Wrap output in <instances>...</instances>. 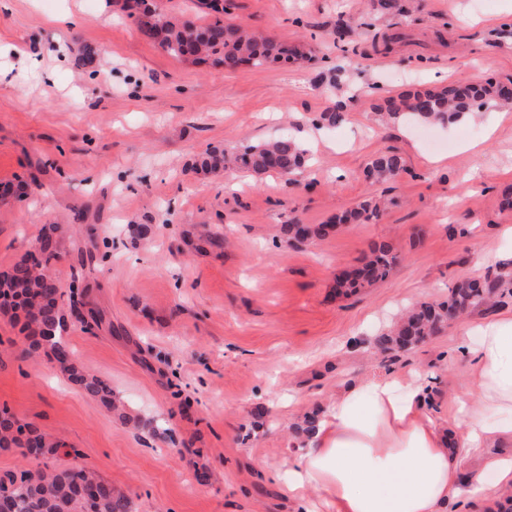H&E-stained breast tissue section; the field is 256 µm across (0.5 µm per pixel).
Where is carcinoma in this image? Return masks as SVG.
Listing matches in <instances>:
<instances>
[{
    "mask_svg": "<svg viewBox=\"0 0 512 512\" xmlns=\"http://www.w3.org/2000/svg\"><path fill=\"white\" fill-rule=\"evenodd\" d=\"M142 5L140 31L159 42L176 58L193 55L195 60H211L228 70L245 62L255 67L282 65L303 58L297 44L257 38L241 26L224 24V0H208L210 21L195 25L177 23L162 14L153 0H138ZM491 101L512 105L499 86L490 80H461L446 86L415 89L389 97L379 106L381 115L394 123L412 117L424 124H447ZM344 105L320 113L326 126L345 123ZM236 163L257 174L273 172L288 180L304 169L306 153L292 137H282L258 145H245L233 156L212 150L202 155L195 168L214 172ZM404 167L403 158L392 151L377 155L366 169V179L379 183ZM380 213V205L364 201L358 208L336 215L326 224L286 225L288 240L296 243L322 240L339 224L367 222ZM66 230L60 224L42 227L35 251L27 254L10 270L0 272V311L21 312L24 329L31 341L20 353L25 359L30 352L46 350L88 395L113 407L112 390L101 379L85 373L71 362L67 340L68 321L60 304L62 286L52 272L54 262L64 249ZM398 262V254L389 242L374 245L360 265L344 270L335 277L336 295L347 296L386 279ZM512 298V271L493 278L467 279L457 283L448 301L441 304L420 302L411 308L387 336L378 339L383 351L415 346L439 333L448 323V311L461 316L484 306H492ZM320 413L305 414L296 424V432L304 436L315 433ZM65 447L50 441L19 423L12 414L0 413V449L21 448L23 455L38 457ZM0 512H130L127 496L111 485L97 480L83 467L73 464L53 472L20 469L0 476Z\"/></svg>",
    "mask_w": 512,
    "mask_h": 512,
    "instance_id": "1",
    "label": "carcinoma"
}]
</instances>
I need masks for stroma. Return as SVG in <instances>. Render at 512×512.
<instances>
[{
	"mask_svg": "<svg viewBox=\"0 0 512 512\" xmlns=\"http://www.w3.org/2000/svg\"><path fill=\"white\" fill-rule=\"evenodd\" d=\"M227 4L228 21L304 45L308 61L227 71L173 57L118 0H0V67L14 77L0 87V271L35 248L43 225L94 228L66 243L54 271L104 316L99 327L71 322L68 343L119 405L86 395L44 351L18 360L24 318L0 313V410L80 453L0 449V475L75 462L123 492L130 512H295V423L387 375H427L431 416L459 436V396L474 384L461 348L512 301L395 355L376 338L399 311L512 262V209L501 207L512 109L427 126L386 123L376 107L458 80L512 83V0ZM84 42L99 56L78 68ZM332 71L336 95L321 82ZM339 99L346 123L315 124ZM303 134L309 167L291 186L192 167L210 149ZM386 151L404 168L370 184L364 170ZM372 196L387 202L377 219L289 245L284 224H322ZM209 232L224 233V248L205 244ZM380 241L399 256L389 277L337 296V272Z\"/></svg>",
	"mask_w": 512,
	"mask_h": 512,
	"instance_id": "35a3bbf8",
	"label": "stroma"
}]
</instances>
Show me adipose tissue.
<instances>
[{"label": "adipose tissue", "instance_id": "ef3b65f1", "mask_svg": "<svg viewBox=\"0 0 512 512\" xmlns=\"http://www.w3.org/2000/svg\"><path fill=\"white\" fill-rule=\"evenodd\" d=\"M472 349L478 399L459 402L463 427L459 449H451L423 411L429 383L392 376L346 390L320 420L307 448L298 450L288 490L311 484L330 497L334 512H440L449 499L512 488V456L494 457L486 469L493 484H466L462 458L470 449L512 443V416L493 419L489 410L512 413V316L479 329Z\"/></svg>", "mask_w": 512, "mask_h": 512}]
</instances>
